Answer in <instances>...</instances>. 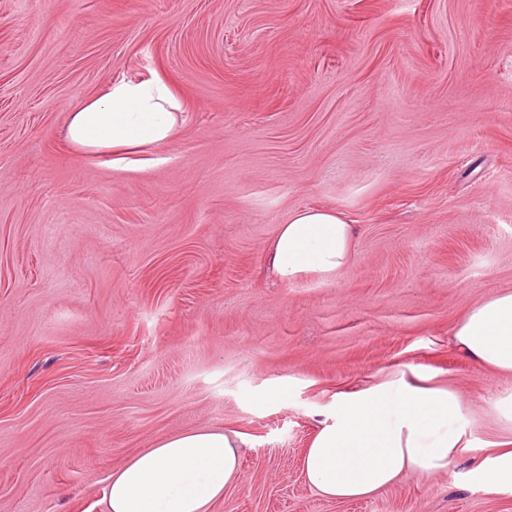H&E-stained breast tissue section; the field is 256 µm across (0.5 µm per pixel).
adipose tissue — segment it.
<instances>
[{
	"mask_svg": "<svg viewBox=\"0 0 512 512\" xmlns=\"http://www.w3.org/2000/svg\"><path fill=\"white\" fill-rule=\"evenodd\" d=\"M177 108L163 82L122 80L71 110L63 134L90 152L160 146L177 132ZM355 237L354 225L336 210H295L277 229L269 267L287 285L310 274L331 278L352 261ZM451 342L494 373L511 375L512 291L475 304L453 328ZM321 415L304 473L332 500L370 496L407 473L447 471L471 445L458 392L431 384L412 366L336 393ZM245 446L240 433L209 428L162 439L112 474L108 512H211L236 483ZM472 474L487 494L512 495V448L478 450Z\"/></svg>",
	"mask_w": 512,
	"mask_h": 512,
	"instance_id": "obj_1",
	"label": "adipose tissue"
}]
</instances>
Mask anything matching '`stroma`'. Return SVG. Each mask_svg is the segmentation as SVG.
<instances>
[{
	"instance_id": "obj_1",
	"label": "stroma",
	"mask_w": 512,
	"mask_h": 512,
	"mask_svg": "<svg viewBox=\"0 0 512 512\" xmlns=\"http://www.w3.org/2000/svg\"><path fill=\"white\" fill-rule=\"evenodd\" d=\"M153 78L168 143L64 140ZM304 207L355 224L354 258L285 286L267 256ZM506 290L512 0H0V512H107L116 469L201 428L248 442L212 512H512L467 451L365 499L303 474L320 408L402 365L475 446L512 440V376L450 341Z\"/></svg>"
}]
</instances>
